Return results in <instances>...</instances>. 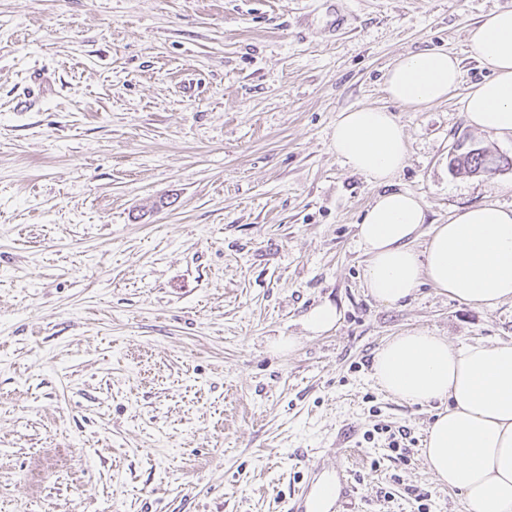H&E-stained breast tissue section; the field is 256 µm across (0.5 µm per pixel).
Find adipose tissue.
<instances>
[{"mask_svg":"<svg viewBox=\"0 0 512 512\" xmlns=\"http://www.w3.org/2000/svg\"><path fill=\"white\" fill-rule=\"evenodd\" d=\"M468 42L491 74L467 93V122L512 135V10L488 14ZM460 73L451 53L408 52L388 70L384 91L399 104L427 107L447 98ZM332 143L379 189L357 231L369 295L398 305L427 283L476 307L512 300V207L485 202L460 209L434 225L426 248L417 250L426 210L415 195L393 187L407 162L408 138L392 113L341 112ZM372 377L398 400L437 404L424 461L436 482L463 494L467 512H512V342L457 347L425 329L407 331L376 350Z\"/></svg>","mask_w":512,"mask_h":512,"instance_id":"obj_1","label":"adipose tissue"}]
</instances>
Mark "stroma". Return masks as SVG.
<instances>
[{"label": "stroma", "instance_id": "1", "mask_svg": "<svg viewBox=\"0 0 512 512\" xmlns=\"http://www.w3.org/2000/svg\"><path fill=\"white\" fill-rule=\"evenodd\" d=\"M512 0H0V512H287L310 466L352 512H466L429 473L434 414L372 357L414 329L512 342V301L371 298L356 231L378 189L331 143L388 108L395 186L427 221L512 206V135L465 119L469 30ZM445 49L440 104L389 102ZM497 159L453 171L457 148ZM340 319L316 334L307 314ZM406 437L391 446L392 433ZM460 73V60L448 51L408 52L398 56L388 70L384 92L399 104L427 107L448 97ZM339 318V310L330 303H325L311 311L307 318V325L313 332H323L331 329Z\"/></svg>", "mask_w": 512, "mask_h": 512}]
</instances>
